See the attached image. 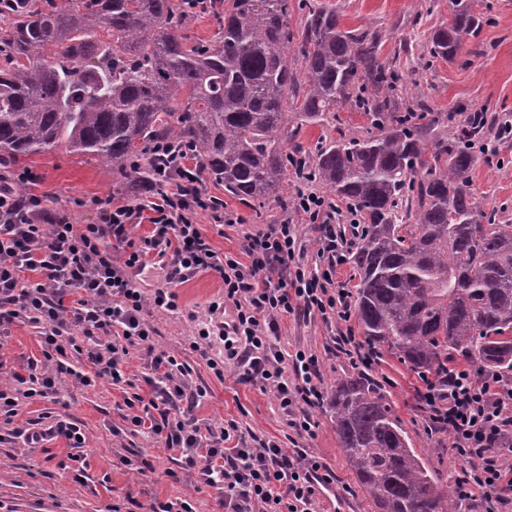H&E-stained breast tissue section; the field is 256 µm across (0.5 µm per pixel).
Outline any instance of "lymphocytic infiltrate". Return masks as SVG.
Masks as SVG:
<instances>
[{"label":"lymphocytic infiltrate","instance_id":"obj_1","mask_svg":"<svg viewBox=\"0 0 512 512\" xmlns=\"http://www.w3.org/2000/svg\"><path fill=\"white\" fill-rule=\"evenodd\" d=\"M189 147L153 146L156 163L149 183L157 202L151 203L152 231L142 245L119 258L115 245L127 243L128 226L143 205L101 204V221L77 226L68 217L53 213L41 197H17L14 187L33 181L27 169L0 171V326L16 320L42 325L43 352L55 360L53 373L29 376L27 396H47L61 375H72L81 385L94 380L122 382L121 362L128 347L152 351L154 368L163 369L152 381L150 406L164 405L168 415L151 424L154 434L164 436L168 449L180 450L196 482L217 491L225 512H314L318 489L336 480L333 470L306 449L288 450L272 440L229 446L236 422L220 433L202 435L194 419L187 417L185 403L205 397V390L190 388L177 373L184 364L174 357L154 353L153 328L143 310L147 303L175 310L177 295L157 290L146 299L133 284L131 271L152 264L168 269L169 279L180 282L210 270L224 282L221 299L212 301L211 313L232 305L230 321L215 322L199 332L203 342L221 341L226 360L243 366L246 375L272 393L284 413L297 404H323L325 391L318 385V359L306 351L284 355L273 339L279 316L302 310L351 317L349 291L336 284L338 269L352 247L334 229L343 214L339 204L308 190L296 192L297 213L319 225L318 258L325 268L306 272L295 264L298 244L295 226L285 221L248 234L241 256L218 254L206 244L195 222L196 209L211 211L219 224L231 223L223 205L202 197L197 174L187 168ZM176 191H169V184ZM27 271L42 272L40 280L24 279ZM73 305H65L68 294ZM87 342L93 375L72 371L66 363L69 351ZM425 404V426L445 432L463 464L456 484L460 501L473 502L482 512H502L512 503V468L504 458L512 451V381L493 371L474 372L468 367L450 369L444 377L424 379L420 392ZM296 434L312 431L309 417L292 418Z\"/></svg>","mask_w":512,"mask_h":512}]
</instances>
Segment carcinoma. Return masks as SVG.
Listing matches in <instances>:
<instances>
[{"label": "carcinoma", "instance_id": "obj_1", "mask_svg": "<svg viewBox=\"0 0 512 512\" xmlns=\"http://www.w3.org/2000/svg\"><path fill=\"white\" fill-rule=\"evenodd\" d=\"M453 5L426 47L450 63L483 23L470 0ZM196 8L215 15L218 41L179 34ZM304 8L295 31L288 0H68L63 9L18 0L0 38V151L17 161L63 143L117 165L176 126L200 175L245 202L279 196L288 169L309 167L367 220L350 257L365 340L419 373L461 359L512 374V224L486 216L470 188L486 112L468 113L451 140L439 134L418 94L399 96L403 77L380 59L381 32L345 30L336 10L308 0ZM344 103L367 119L362 138L330 142L310 165L288 152L292 120L320 123ZM329 411L375 512H453V488L428 472L367 378L337 381Z\"/></svg>", "mask_w": 512, "mask_h": 512}]
</instances>
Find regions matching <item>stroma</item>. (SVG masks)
Here are the masks:
<instances>
[{
  "label": "stroma",
  "instance_id": "1",
  "mask_svg": "<svg viewBox=\"0 0 512 512\" xmlns=\"http://www.w3.org/2000/svg\"><path fill=\"white\" fill-rule=\"evenodd\" d=\"M336 8L344 29H377L384 34L383 59H397L406 89H420L442 129L455 131L461 113L475 109L494 116L483 137L489 152L479 154L471 172V187L482 211L497 223L512 224V138L498 136V125L512 122V0H473L484 16L477 37L465 40L467 52L448 63L429 59L425 46L430 32L450 16L451 0H316ZM365 120L349 105L338 106L319 125L299 127L295 138L306 157H314L320 146L340 137L364 135ZM24 167L35 175L33 182L17 185L21 194L42 196L46 205L66 214L75 224L100 221V200L113 204L147 202L139 191L138 178L125 175L112 165L69 152L65 146L26 158ZM204 196L224 203L236 216L233 224H216L209 211H198L195 221L207 244L217 253L239 254L247 234L292 219L301 251L296 260L314 270L321 232L317 225L295 216L292 209L275 199L244 202L227 193L223 184L206 178L199 184ZM179 308L169 312L147 306L144 317L154 328L157 350L187 364L190 385L207 394L192 411L201 427L220 430L235 421L243 438L274 440L281 447L307 448L335 473L336 481L317 494V512H374L375 507L359 485L344 457L326 406L310 408L314 434L299 437L288 425L271 393L245 379L236 364L226 363L223 377L208 368V358H221L220 345L206 353L194 351L192 343L209 320V305L220 298L224 283L216 273L202 271L176 285ZM278 347L283 353L301 348L319 360L317 381L331 388L336 380L352 374L346 355L336 339L357 329V320L344 321L320 314L295 312L279 318ZM45 363L40 330L17 321L0 335V386L11 389L18 406L12 420L0 417V512H150L176 499L187 500L193 512H222L217 493L196 488L187 471L181 470L178 451L164 447L149 427H134L128 399L150 398L145 380L154 376L149 357L140 347H129L123 358V383L107 380L82 386L65 379L49 397H26L22 380L32 367ZM368 378L392 405L411 448L441 484L456 483L462 465L445 433L428 434L425 410L418 391L423 382L417 373L391 354H384ZM77 423L85 443L72 450L58 437L27 448L13 436L16 428L39 423L47 427L58 419ZM80 453L83 468L74 474L72 453ZM152 464L140 472L141 460Z\"/></svg>",
  "mask_w": 512,
  "mask_h": 512
}]
</instances>
